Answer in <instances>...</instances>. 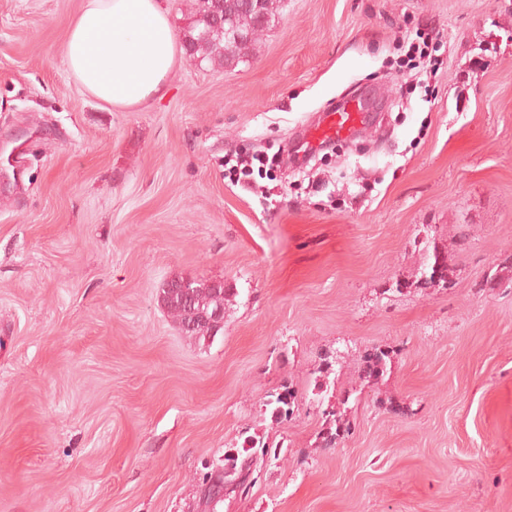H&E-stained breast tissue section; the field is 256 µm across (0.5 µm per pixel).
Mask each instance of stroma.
I'll list each match as a JSON object with an SVG mask.
<instances>
[{"label":"stroma","mask_w":512,"mask_h":512,"mask_svg":"<svg viewBox=\"0 0 512 512\" xmlns=\"http://www.w3.org/2000/svg\"><path fill=\"white\" fill-rule=\"evenodd\" d=\"M79 5L0 0V512H202L249 436L214 512H512V0H280L131 111L63 64ZM421 31L425 89L387 73ZM351 92L379 105L359 134L289 161ZM177 278L231 288L215 335L162 307ZM391 360L390 351L381 347H373L362 357L361 372L365 381H374L386 372L387 363ZM252 461L250 457L239 459V455L225 456L224 464L219 466L224 468V485L246 490Z\"/></svg>","instance_id":"obj_1"}]
</instances>
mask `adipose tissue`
Masks as SVG:
<instances>
[{
  "label": "adipose tissue",
  "instance_id": "1",
  "mask_svg": "<svg viewBox=\"0 0 512 512\" xmlns=\"http://www.w3.org/2000/svg\"><path fill=\"white\" fill-rule=\"evenodd\" d=\"M182 53L162 0H81L62 59L84 91L129 110L167 96Z\"/></svg>",
  "mask_w": 512,
  "mask_h": 512
}]
</instances>
